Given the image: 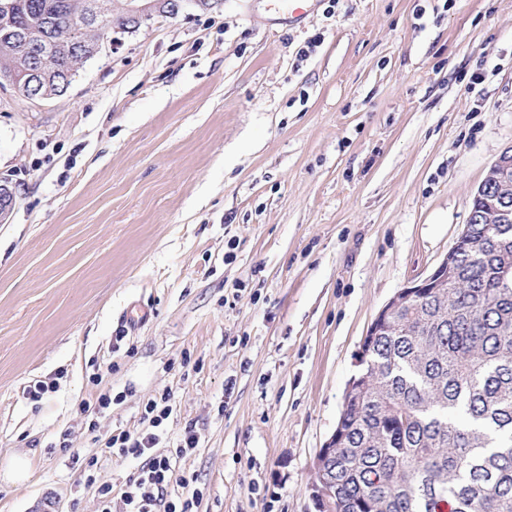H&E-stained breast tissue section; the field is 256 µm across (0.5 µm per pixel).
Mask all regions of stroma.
Masks as SVG:
<instances>
[{"instance_id": "35a3bbf8", "label": "stroma", "mask_w": 512, "mask_h": 512, "mask_svg": "<svg viewBox=\"0 0 512 512\" xmlns=\"http://www.w3.org/2000/svg\"><path fill=\"white\" fill-rule=\"evenodd\" d=\"M510 148L512 0H224L115 34L62 95L0 86V468L31 463L0 512H98L88 471L138 465L101 439L166 392L198 512H316L371 322Z\"/></svg>"}]
</instances>
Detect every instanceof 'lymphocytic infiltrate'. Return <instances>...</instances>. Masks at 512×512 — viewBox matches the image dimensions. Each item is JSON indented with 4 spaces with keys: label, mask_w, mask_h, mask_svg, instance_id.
<instances>
[{
    "label": "lymphocytic infiltrate",
    "mask_w": 512,
    "mask_h": 512,
    "mask_svg": "<svg viewBox=\"0 0 512 512\" xmlns=\"http://www.w3.org/2000/svg\"><path fill=\"white\" fill-rule=\"evenodd\" d=\"M173 411L169 396L149 401L145 406L146 427L138 434L122 431L103 442L102 455L134 458L138 467L120 485L98 482L88 474V483L98 486L100 512H112L113 496H120L126 512H195L203 491L192 478L178 474L169 457L155 454L162 432L160 427Z\"/></svg>",
    "instance_id": "lymphocytic-infiltrate-1"
}]
</instances>
